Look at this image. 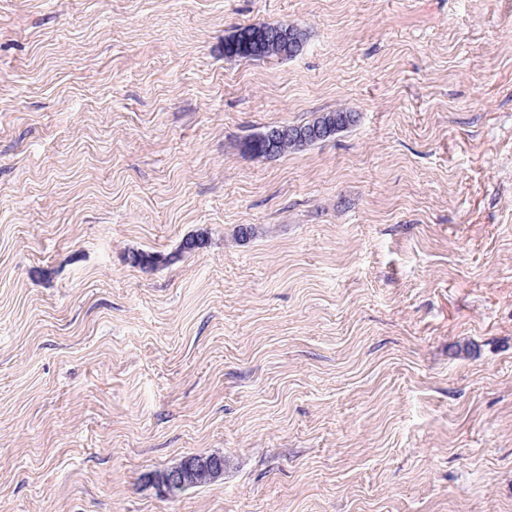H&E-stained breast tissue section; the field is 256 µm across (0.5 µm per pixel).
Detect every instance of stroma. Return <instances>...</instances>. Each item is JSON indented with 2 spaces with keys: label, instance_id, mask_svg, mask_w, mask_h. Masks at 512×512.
<instances>
[{
  "label": "stroma",
  "instance_id": "obj_1",
  "mask_svg": "<svg viewBox=\"0 0 512 512\" xmlns=\"http://www.w3.org/2000/svg\"><path fill=\"white\" fill-rule=\"evenodd\" d=\"M0 512H512V0H0ZM291 25L290 47L284 52L282 45L273 38L258 39L259 35L271 32L276 28ZM294 40V44H293ZM308 40L307 31L294 24L276 23L260 26L246 25L237 27L224 39V55L227 58H240L253 61L271 59H290L299 55ZM359 121V115L352 110H338L323 112L315 118L298 124L278 125L283 128L284 134L275 143V133H271L268 142L265 139L267 127L264 130L252 134L243 143V149L247 154L262 157H277L286 152L300 151L306 147L335 137ZM323 132L321 137L320 133ZM318 133V136L317 134ZM182 465L168 471L165 475L161 477V491L165 494L171 493L175 488H179L186 483L187 476L192 474L193 472L201 469L211 470L213 472H221L220 464L213 460L206 459H187ZM213 478L206 474L196 475L194 478L190 480L187 486H184L182 489L177 490L176 492L171 493V496L179 497L184 494L189 489L202 486Z\"/></svg>",
  "mask_w": 512,
  "mask_h": 512
}]
</instances>
